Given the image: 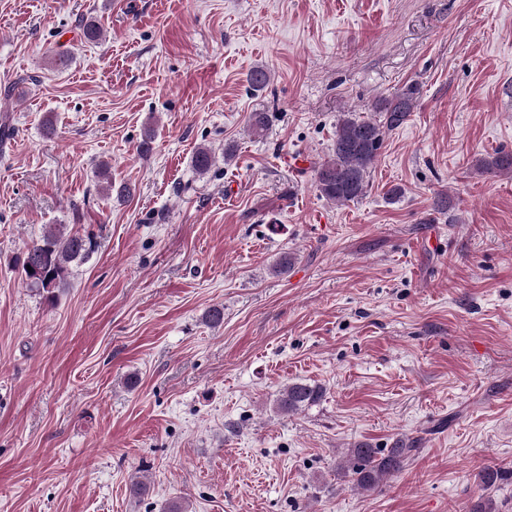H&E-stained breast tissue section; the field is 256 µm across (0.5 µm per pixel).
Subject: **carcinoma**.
I'll list each match as a JSON object with an SVG mask.
<instances>
[{
    "label": "carcinoma",
    "mask_w": 512,
    "mask_h": 512,
    "mask_svg": "<svg viewBox=\"0 0 512 512\" xmlns=\"http://www.w3.org/2000/svg\"><path fill=\"white\" fill-rule=\"evenodd\" d=\"M246 82L253 90L260 91L269 85L270 73L263 67H255L247 74ZM419 94L418 84L411 83L374 101L370 116L352 111L343 113L336 125L331 154L314 169L320 197L330 203L343 205L364 196L370 170L386 134L408 120L417 106ZM268 125V113H250L247 124L250 134L262 136ZM213 164L212 149L198 148L192 158V167L196 173L207 174ZM476 168L483 175L511 174L512 152L498 151L488 158H481ZM98 178L103 180V185L99 186L100 193L107 199L115 197L124 202L131 197V188L127 184L117 185L112 182L107 166H102ZM95 248L93 235L69 230L65 224H50L39 239L28 245L25 252V256L38 259L45 270V276H33L27 270V261L24 260V281L28 287L52 298L66 284L73 266L86 262ZM322 396L323 388L319 385L293 382L282 388L275 409L279 414L288 415L319 401ZM413 451L412 445L403 440L397 441L385 453L368 443H362L348 449L346 460L340 468L355 488L371 491L397 473Z\"/></svg>",
    "instance_id": "cac0c4a2"
}]
</instances>
